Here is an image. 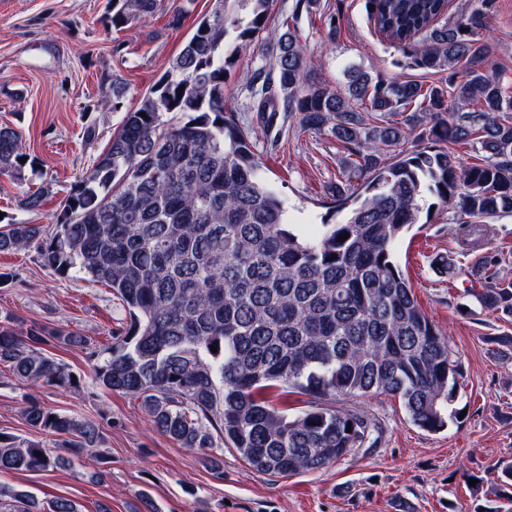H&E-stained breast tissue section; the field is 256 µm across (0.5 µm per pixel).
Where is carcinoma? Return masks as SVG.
<instances>
[{"label": "carcinoma", "mask_w": 512, "mask_h": 512, "mask_svg": "<svg viewBox=\"0 0 512 512\" xmlns=\"http://www.w3.org/2000/svg\"><path fill=\"white\" fill-rule=\"evenodd\" d=\"M161 2L117 0L112 27L153 16ZM216 2L139 107L124 113L52 226L12 222L0 230V253L33 247L54 272L110 288L126 325L98 346L60 328L22 332L17 319L0 316V364L26 385L78 392L81 377L45 346L78 348L101 388L139 399L180 447L220 440L253 469L281 478L324 469L369 444L377 426L336 409L341 399L388 394L416 427H448L458 363L394 251L419 223L427 194L455 205L476 241L477 224L512 214V86L487 63L492 0H469L452 21L448 0H367L376 30L401 48L406 66L447 70L448 87L350 67L343 92L306 81V46L291 29L268 26L272 0ZM252 46L268 69L250 83L251 108L270 123L288 112L305 129H328L356 156L362 182L336 187L332 218L313 237L290 229L254 132L226 111L220 77ZM461 62L467 75L458 82ZM123 96L121 84L109 82L102 111H121ZM469 104L477 111H463ZM363 110L389 119L369 125ZM422 126L432 145L400 153ZM474 138L486 160L464 165L451 147ZM37 165L22 135L0 126V178L21 185ZM47 195L46 186L29 188L20 207L37 211ZM469 294L486 311L512 315V283ZM272 389L306 397V409L286 413L268 400ZM22 416L61 437L78 462H99L94 421L32 398ZM57 462L41 442L0 432L1 474L49 471ZM490 493L512 504L511 462L499 466ZM0 512L43 510L27 491L1 486Z\"/></svg>", "instance_id": "carcinoma-1"}]
</instances>
